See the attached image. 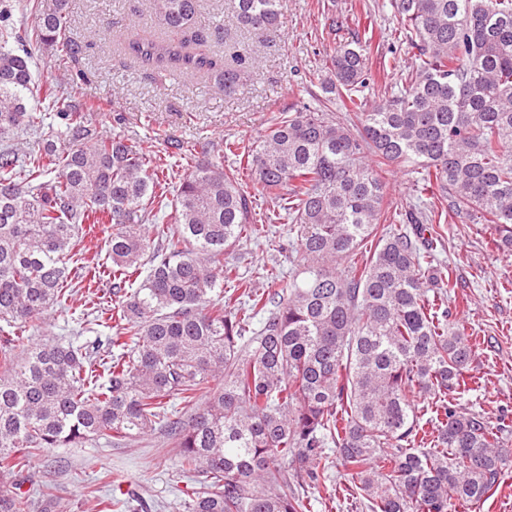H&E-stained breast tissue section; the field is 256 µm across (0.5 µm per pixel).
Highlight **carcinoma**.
Here are the masks:
<instances>
[{"label":"carcinoma","instance_id":"carcinoma-1","mask_svg":"<svg viewBox=\"0 0 512 512\" xmlns=\"http://www.w3.org/2000/svg\"><path fill=\"white\" fill-rule=\"evenodd\" d=\"M66 5L0 0V320L31 327L68 298L85 224L111 225L113 280L143 279L115 301L101 375L87 343L0 336V512L61 509L51 486L21 490L31 457L156 430L191 479L185 512H311L305 486L339 466L372 512L485 502L512 460L500 419L453 404L479 340L448 319L459 283L435 255L442 212L383 225L385 175L410 169L441 191L449 219L512 246V0H391L418 53L396 92L368 102L366 48L339 45L316 107L278 112L260 140L226 139L217 155L186 145V163L214 160L191 167L173 200L138 143L100 132L62 84L33 87L37 49L79 51ZM230 5L257 37L283 27L281 0ZM152 9L177 38L120 41L142 65L226 95L257 67L245 46L217 55L186 37L199 0ZM17 11L33 35L18 33ZM33 90L58 125L28 106ZM22 130L39 134L26 150L10 144ZM243 170L296 232L288 283L271 268L262 291L224 260L264 232ZM168 208L173 223L157 226Z\"/></svg>","mask_w":512,"mask_h":512}]
</instances>
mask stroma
<instances>
[{"label": "stroma", "mask_w": 512, "mask_h": 512, "mask_svg": "<svg viewBox=\"0 0 512 512\" xmlns=\"http://www.w3.org/2000/svg\"><path fill=\"white\" fill-rule=\"evenodd\" d=\"M226 3L201 0V27L223 23L228 43L247 45L260 59L259 70L245 76L234 94L138 66L122 51L123 36L161 34L151 0H68L70 32L80 50L70 56L58 46L41 47L33 59L34 79L40 85L64 83L76 108H90L107 133L140 142L153 153L172 154L177 145L200 138L218 145L228 138L259 140L272 113L315 105L316 79L325 74L334 46L368 42L371 80L365 93L372 101L391 86L394 73L416 62L390 0H283L282 30L262 41L238 27ZM387 183L384 207L397 218L416 200L430 207L437 202L432 193L419 192L410 172H392ZM254 207L258 222L271 232L237 248L242 271L263 264L287 270L283 247L295 239L290 224L275 218L264 197H256ZM440 232V257L453 268L459 294L468 300L448 310L485 339L471 370L480 386L459 394L457 403L467 411L512 413V251L495 250L480 224L445 223ZM90 310L85 289H75L27 329L30 344L76 341L74 328ZM163 441L157 431L120 448L89 442L62 449L55 459L37 456L24 487L53 479L67 512H97L99 498L123 501L131 492L154 501L153 512H181L186 480ZM308 495L312 512H369L362 492L344 477L309 488Z\"/></svg>", "instance_id": "1"}]
</instances>
